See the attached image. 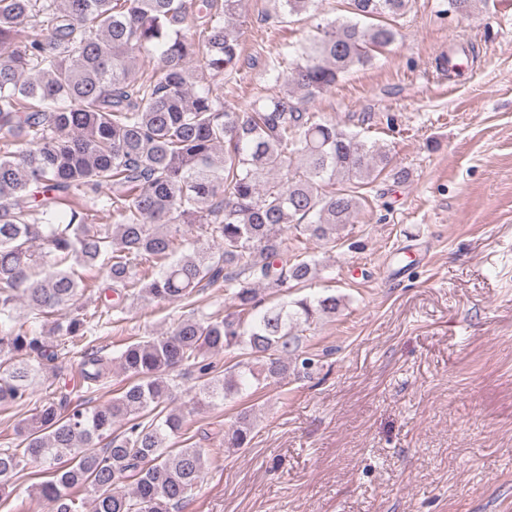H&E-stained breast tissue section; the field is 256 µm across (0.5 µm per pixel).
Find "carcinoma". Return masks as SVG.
<instances>
[{
	"label": "carcinoma",
	"instance_id": "1",
	"mask_svg": "<svg viewBox=\"0 0 512 512\" xmlns=\"http://www.w3.org/2000/svg\"><path fill=\"white\" fill-rule=\"evenodd\" d=\"M275 2L283 16L317 10V0ZM246 4L0 0V404L30 412L19 444L0 449V498L25 465L42 462L52 469L36 488L46 512H81L80 489L90 512H175L212 461L176 442L185 414L173 373L192 368L196 403L213 407L253 379L283 387L317 367L300 333L336 314L341 298L262 310L258 285L314 280L319 261L288 255L284 233L336 240L365 200L359 188L390 166L382 146L315 120L305 104L393 44L386 19L409 0H348L350 16L318 24L277 75L283 91L229 110L224 84L239 71L242 33L228 20ZM464 57L469 49H450L441 65L459 75ZM292 166L285 183L269 182ZM101 209L112 223H95ZM184 224L205 233L189 254L179 253ZM100 282L117 301L90 312L80 299ZM205 288L224 289V316L197 304ZM127 300L191 312L161 336L125 343L116 360L130 381L112 401L33 402V384L62 369L41 319L64 311L50 332L76 353L95 327L120 326ZM236 348L243 359L221 375L211 356ZM81 357L83 381L108 378L109 357L92 348ZM251 433L244 412L224 445L242 448Z\"/></svg>",
	"mask_w": 512,
	"mask_h": 512
}]
</instances>
